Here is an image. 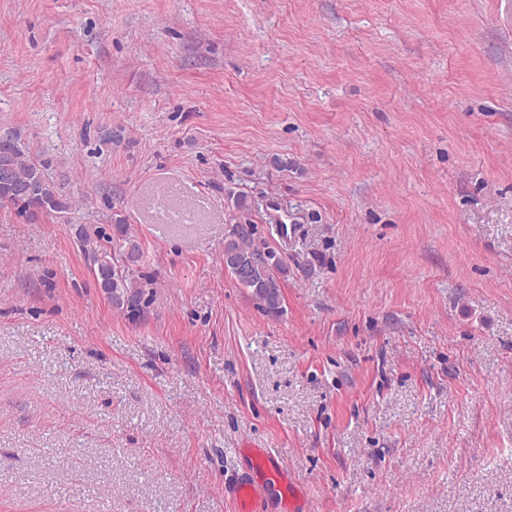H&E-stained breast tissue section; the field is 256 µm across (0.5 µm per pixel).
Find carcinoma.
<instances>
[{"instance_id": "cac0c4a2", "label": "carcinoma", "mask_w": 512, "mask_h": 512, "mask_svg": "<svg viewBox=\"0 0 512 512\" xmlns=\"http://www.w3.org/2000/svg\"><path fill=\"white\" fill-rule=\"evenodd\" d=\"M0 203H10L29 219L41 215L65 219L72 201L65 190L64 179L47 174L43 166L23 158L13 136L0 139ZM113 232L125 241V264L118 263L112 247L101 243L97 230L81 227L78 232L82 249L88 254L91 271L112 306L137 313L142 308L143 291L131 277L130 265L139 258V247L129 234L125 218L112 215ZM253 225L237 222L224 242V267L232 276L244 270L248 280L240 285L268 312H276L283 303L278 274L287 269L272 251L262 253L250 245Z\"/></svg>"}]
</instances>
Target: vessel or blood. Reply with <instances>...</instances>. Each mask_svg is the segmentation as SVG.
I'll use <instances>...</instances> for the list:
<instances>
[{
    "mask_svg": "<svg viewBox=\"0 0 512 512\" xmlns=\"http://www.w3.org/2000/svg\"><path fill=\"white\" fill-rule=\"evenodd\" d=\"M249 454V468L232 485L230 497L236 512H264L269 487L283 480L284 471L267 450L253 448Z\"/></svg>",
    "mask_w": 512,
    "mask_h": 512,
    "instance_id": "vessel-or-blood-1",
    "label": "vessel or blood"
}]
</instances>
